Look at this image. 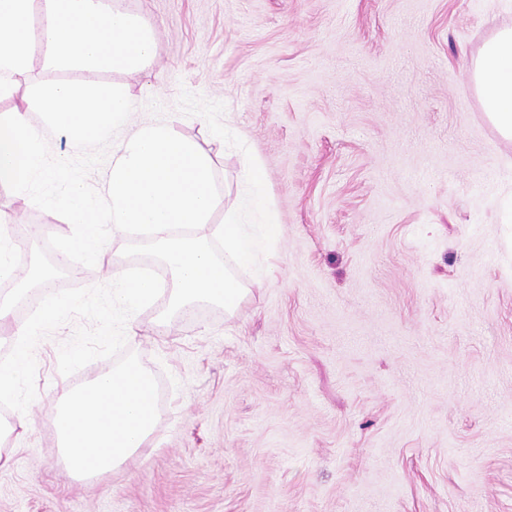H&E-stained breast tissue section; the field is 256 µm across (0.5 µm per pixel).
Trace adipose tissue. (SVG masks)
Listing matches in <instances>:
<instances>
[{"label": "adipose tissue", "mask_w": 512, "mask_h": 512, "mask_svg": "<svg viewBox=\"0 0 512 512\" xmlns=\"http://www.w3.org/2000/svg\"><path fill=\"white\" fill-rule=\"evenodd\" d=\"M472 78L489 121L512 140V28L498 30L478 51Z\"/></svg>", "instance_id": "adipose-tissue-1"}]
</instances>
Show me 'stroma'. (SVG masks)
I'll return each instance as SVG.
<instances>
[{"instance_id":"1","label":"stroma","mask_w":512,"mask_h":512,"mask_svg":"<svg viewBox=\"0 0 512 512\" xmlns=\"http://www.w3.org/2000/svg\"><path fill=\"white\" fill-rule=\"evenodd\" d=\"M156 37L139 71L97 73L210 154L213 238L245 191L244 155L176 109L186 89L265 173L280 226L269 264L237 270L233 313L158 326L127 351L159 385L147 447L76 479L54 399L67 323L35 349L32 430L0 468V512H512V141L489 123L470 61L512 0H107ZM26 250L63 217L0 190ZM132 236L63 284L111 282Z\"/></svg>"}]
</instances>
